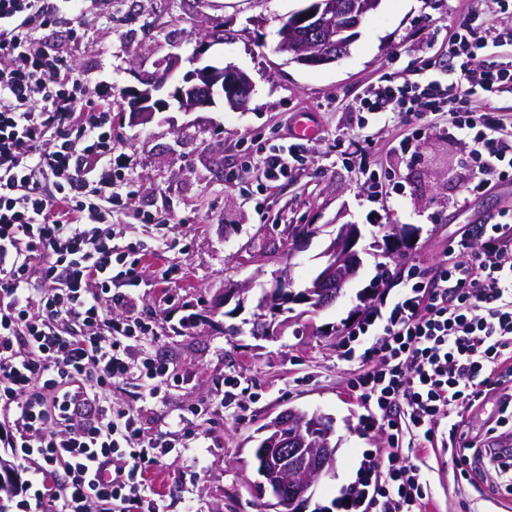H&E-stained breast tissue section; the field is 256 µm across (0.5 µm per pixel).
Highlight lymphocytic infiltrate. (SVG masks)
Wrapping results in <instances>:
<instances>
[{
	"mask_svg": "<svg viewBox=\"0 0 512 512\" xmlns=\"http://www.w3.org/2000/svg\"><path fill=\"white\" fill-rule=\"evenodd\" d=\"M77 0H0V446L41 477L22 512H164L149 476L179 447L172 433L145 437L138 414L112 402V387L136 381L156 397L164 362L139 356L154 338L141 317H113L147 272L145 254L112 246L124 165L115 157L112 102L84 93L63 44L51 40ZM455 80L447 86L389 83L361 101L367 116L398 106L408 131L400 152L449 115L448 133L467 145L464 192L512 184V138L500 113L476 94L512 92V26L464 13L448 38ZM392 298L353 325L341 353L367 367L352 381L387 434L364 453L343 497L346 512H425L421 466L407 445L430 444L442 414L466 424L476 402L512 398V212L471 225L428 276L408 268ZM487 438L468 440L476 476L512 460Z\"/></svg>",
	"mask_w": 512,
	"mask_h": 512,
	"instance_id": "obj_1",
	"label": "lymphocytic infiltrate"
}]
</instances>
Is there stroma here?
Instances as JSON below:
<instances>
[{
    "label": "stroma",
    "mask_w": 512,
    "mask_h": 512,
    "mask_svg": "<svg viewBox=\"0 0 512 512\" xmlns=\"http://www.w3.org/2000/svg\"><path fill=\"white\" fill-rule=\"evenodd\" d=\"M307 0H112L104 18L100 0H80L85 35L66 42L72 69L87 94H112V130L134 184L114 226L112 244L160 245L135 293L133 308L150 320L156 341L143 355L165 360L176 385L141 399L135 384L114 390L115 403L138 413L145 435L172 429L182 420L192 438L181 453L161 460L152 477L167 512H259L251 453L258 429L281 410L297 407L333 418L337 442L331 477L313 488L310 508L336 507L368 449L387 445L372 427L369 406L352 391L354 367L338 357L349 325L375 306L364 299L381 260L376 240L398 226L409 263L431 272L466 225L512 210V185L472 199L461 186L467 176L464 147L448 133V116L434 115L411 152L398 153L394 123L358 129L361 98L384 80L421 83L448 80V35L466 9L493 12L492 0H381L356 30L349 52L335 63L309 67L276 50L277 32ZM210 45L194 50L199 35ZM180 72L195 66L232 65L249 75L246 108L224 103L193 112L156 113L132 124L126 89L156 70L170 54ZM313 125L299 139L307 166L276 180L262 173L264 157L289 144L295 125ZM369 162L401 192L371 197L360 162ZM159 216L156 224L143 223ZM358 225L362 266L336 303L294 320L279 337L252 336L254 298L269 287L274 271L286 269L306 282L329 242L325 224ZM319 227L305 247L291 251L289 226ZM244 284L243 307L215 306L224 286ZM238 377L243 389L224 406V381ZM512 416V402L490 396L464 428L442 424L438 439L455 456L410 449L411 461L429 468L427 512H512V480L485 483L469 477L465 436L484 432L488 420ZM29 463L0 447V512L34 483Z\"/></svg>",
    "instance_id": "stroma-1"
}]
</instances>
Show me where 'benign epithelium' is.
Returning a JSON list of instances; mask_svg holds the SVG:
<instances>
[{"label": "benign epithelium", "mask_w": 512, "mask_h": 512, "mask_svg": "<svg viewBox=\"0 0 512 512\" xmlns=\"http://www.w3.org/2000/svg\"><path fill=\"white\" fill-rule=\"evenodd\" d=\"M379 7V0H310L303 9L282 24L276 49L295 62L319 67L329 65L348 53L353 32L361 20ZM178 57L162 60L157 70L164 73V83H145V88H131V112L137 121L146 122L157 112H167L173 105L190 112L211 107L220 97L233 109L246 106L251 93L248 76L234 66L203 67L187 72L170 87L167 97L160 92L173 79ZM360 230L355 224H342L321 253L315 277L305 287L290 295L282 291L288 283L283 270L272 273L270 289L257 301V316L266 321V337L273 339L288 324L286 306L300 305L319 311L336 302L342 286L362 264L356 249ZM265 454L261 467L263 495L290 508L308 500L312 486L332 475L336 462L335 431L332 418L298 408L279 413L261 429Z\"/></svg>", "instance_id": "benign-epithelium-1"}]
</instances>
